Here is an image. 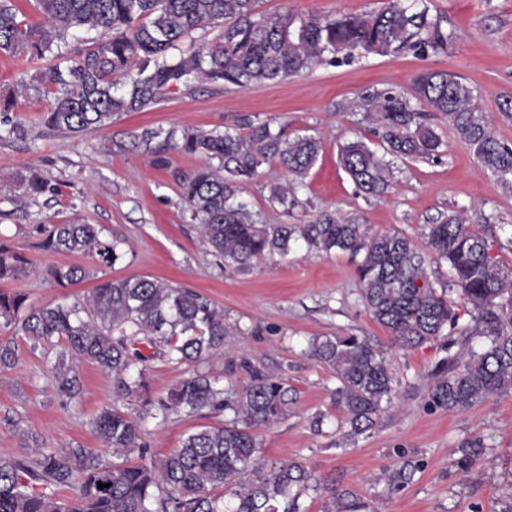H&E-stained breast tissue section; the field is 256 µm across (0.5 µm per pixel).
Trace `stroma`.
<instances>
[{
	"instance_id": "obj_1",
	"label": "stroma",
	"mask_w": 512,
	"mask_h": 512,
	"mask_svg": "<svg viewBox=\"0 0 512 512\" xmlns=\"http://www.w3.org/2000/svg\"><path fill=\"white\" fill-rule=\"evenodd\" d=\"M382 0H258L266 15L286 10L322 15L363 14ZM428 17L451 32L446 51H404L371 56L354 63L322 64L279 83L261 86L172 89L162 102L144 112L116 117L111 127L80 135L52 132L40 124L50 108L52 86L22 90L20 84L46 67L0 52V96L17 100L13 121L28 134L0 136V240L25 254L34 269L13 281L15 289L40 305L62 297L81 299L94 286L86 280L62 289L45 279L46 267L81 265L92 258L42 251L33 231L37 224L85 220L121 240L123 258L109 269L115 278L151 276L199 292L224 312L232 337L204 368L221 384L242 383L243 363L282 377L294 398L287 415L260 433L261 454L268 462L303 461L316 475L335 479L361 493L373 512H492L497 502L512 499V393L493 396L461 414L426 404V375L445 357L444 344L458 326L470 324L468 304L459 288L448 299L458 316L442 338L411 350L395 347L389 332L365 311L358 262L336 252L325 254L304 240L292 242L287 256H266L254 268L238 272L224 266L200 240L172 170L189 173L201 158L171 153L163 170L147 153L119 151L115 143L144 128L210 130L243 119L271 122L289 136L319 138L322 150L288 208L272 200L270 186L286 182L288 173L265 165L243 196L262 224H312L332 213L370 232H399L420 241L425 225L461 213L470 228L485 237L492 257L512 264V183L503 184L477 160L452 126L435 113L425 121L442 140L433 160H395L390 185L382 197L359 193L339 164L341 145L362 140L372 150L381 144L373 123L360 112L339 111L340 103L369 88L409 90L423 70L458 74L478 93V107L490 117L496 137L512 145V119L502 116L503 97L512 96V0H425ZM38 169L56 194L22 200L20 174ZM356 335L370 339L385 353L394 378L393 405L377 427L346 444L343 411L331 392L332 371L306 357L315 336ZM14 339L16 362L0 369V458H22L45 448L66 452L100 448L92 421L112 401V375L95 364L78 365L81 396L65 405L56 398L44 350L32 349L27 337L0 328V339ZM323 414L320 427L311 418ZM204 410L148 419L145 442L158 458L180 447L199 426L219 423ZM481 438L485 453L469 470L457 461L460 445ZM411 477L388 492L380 474L403 463Z\"/></svg>"
}]
</instances>
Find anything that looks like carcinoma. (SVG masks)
I'll use <instances>...</instances> for the list:
<instances>
[{
  "label": "carcinoma",
  "instance_id": "carcinoma-1",
  "mask_svg": "<svg viewBox=\"0 0 512 512\" xmlns=\"http://www.w3.org/2000/svg\"><path fill=\"white\" fill-rule=\"evenodd\" d=\"M256 3L35 0L40 21L31 23L18 19L12 0H0V51L30 61H58L34 77L55 88L41 123L52 131L78 134L106 129L116 115L154 107L173 86L250 87L333 63L338 54L350 63L407 49L440 52L452 39L428 19L419 0H384L375 11L336 17L290 10L266 16L257 12ZM208 27L221 28L217 39L182 48L194 31ZM81 29L97 36L84 46L70 45L69 32ZM475 99L474 89L456 74L426 70L413 78L409 92L376 89L339 109L371 118L392 158L430 160L437 157L441 140L423 122L427 107L448 119L482 165L505 180L512 175V146L499 141ZM113 145L147 152L159 168L170 167V150L204 159L193 172L174 169L172 175L204 243L224 266L243 272L268 254L286 256L299 236L326 254L362 256V304L398 348H416L457 324L447 288H435L426 257L411 239L397 232L371 235L330 214L299 226L253 219L241 199L243 186L273 161L296 177L305 175L318 160L319 139H291L262 122L250 124L245 135L235 127L172 128L164 135L146 128ZM341 164L361 193L385 194L390 162L362 141L343 146ZM20 181L29 198L55 191L36 169ZM33 232L42 250L88 255L106 269L123 257L118 241L83 220L38 224ZM423 237L430 252L448 262L450 285L462 290L478 335L487 338L478 350L461 344L428 374V404L462 413L512 391V311L497 302L512 295V265L490 256L485 238L470 229L462 214L428 225ZM31 268L24 254L0 241V282L15 281ZM47 275L62 288L87 278L98 283L81 301L47 306L30 303L22 291L0 289V328L28 336L35 347L56 339L64 343L50 367L55 394L64 404L80 393L75 362H91L112 373V403L99 411L94 430L115 460L102 461L94 448L45 451L30 460L0 458V512H302L300 499L310 490L327 493L324 512H371L362 494L328 483L300 461L270 464L261 459L258 430L288 414V387L254 367L247 368L245 384L220 387L199 369L230 336L224 312L209 300L149 276L103 278L78 265L52 266ZM310 353L335 373L333 398L348 424L343 441L375 429L395 394L380 348L355 335L321 336L311 341ZM154 358L194 367L157 400L150 395L145 368ZM14 362L13 340H1L0 368ZM130 398L163 417L172 409L188 414L207 409L229 417L188 434L172 453L148 460L142 419L125 410ZM461 452L459 466L467 471L484 454L482 440L463 441ZM65 487L76 491L68 501L55 496Z\"/></svg>",
  "mask_w": 512,
  "mask_h": 512
}]
</instances>
